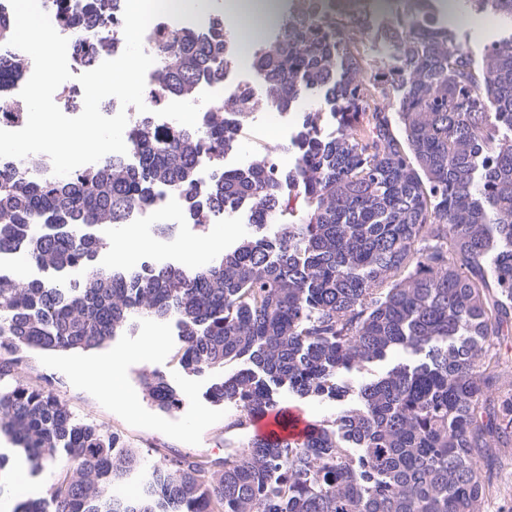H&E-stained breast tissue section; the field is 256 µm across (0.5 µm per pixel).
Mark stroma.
I'll return each mask as SVG.
<instances>
[{"label":"stroma","mask_w":512,"mask_h":512,"mask_svg":"<svg viewBox=\"0 0 512 512\" xmlns=\"http://www.w3.org/2000/svg\"><path fill=\"white\" fill-rule=\"evenodd\" d=\"M437 17L456 29L477 60L482 57L484 45L501 35L498 21L491 16L476 20L469 12L457 9L440 11ZM237 143L241 162L277 154L283 156L286 165L294 163L287 138L271 135L268 121L259 119L244 125L237 132ZM154 335L161 336V348L145 358L134 356V349ZM180 347L176 319H140L94 349L31 353L19 364L14 378L49 389L67 404L77 420L115 434L131 447L151 449L154 456L223 458L247 437L246 432L228 426L233 408L211 402L207 396L209 387L224 373L185 370L179 362ZM120 354L126 357L122 373L127 398L123 401L113 398L102 386L88 383L81 373L87 362ZM154 373L163 375L177 390L182 399L178 409L166 412L148 399L143 379ZM0 456L7 459L0 470V502L7 500L15 505L44 498L58 477L57 468L52 466L31 473L24 456L1 434ZM480 473L488 486L481 512H512V447L494 449L490 464L482 466Z\"/></svg>","instance_id":"obj_1"}]
</instances>
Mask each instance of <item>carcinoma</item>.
Here are the masks:
<instances>
[{
  "label": "carcinoma",
  "mask_w": 512,
  "mask_h": 512,
  "mask_svg": "<svg viewBox=\"0 0 512 512\" xmlns=\"http://www.w3.org/2000/svg\"><path fill=\"white\" fill-rule=\"evenodd\" d=\"M458 4L504 24L480 63L431 18V0H402L375 32L364 15H288L274 44L255 48L267 104L288 110L321 98L337 127L327 132L321 113L310 114L288 145L294 168L275 179L259 160L197 189L198 131L163 130L147 114L133 135L134 166L112 156L46 182L0 169V251L83 272L0 278V433L35 470L65 457L47 497L17 512H480L481 464L512 446L500 348L512 326V0ZM51 5L63 26L103 32L125 8ZM373 32L395 66L369 67L363 43ZM230 44L219 16L207 32L162 34V92L188 97L201 81L222 82ZM22 68L0 53V109ZM251 107L242 96L203 120L215 165L235 149ZM295 181L307 209L270 227ZM167 183L188 189L183 218L193 224L251 199L254 232L191 271L97 265L107 239L88 229L127 223ZM142 315L179 319L187 370L246 364L210 388L213 402L235 409L229 428L248 429L283 387L354 404L301 442L251 435L219 461L178 455L149 465L45 388L3 386L26 351L93 349ZM397 348L418 359L357 387L337 382ZM143 385L159 408H179L165 377ZM127 479L140 494L113 493Z\"/></svg>",
  "instance_id": "obj_1"
}]
</instances>
